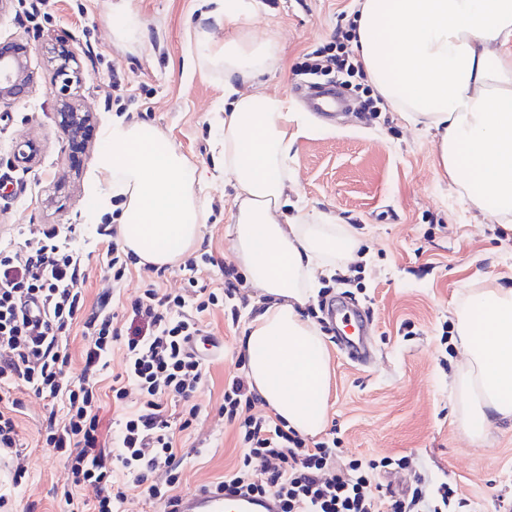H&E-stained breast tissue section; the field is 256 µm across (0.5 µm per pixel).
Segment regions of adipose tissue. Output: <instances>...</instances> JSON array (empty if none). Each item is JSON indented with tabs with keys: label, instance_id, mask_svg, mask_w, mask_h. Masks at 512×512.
Returning a JSON list of instances; mask_svg holds the SVG:
<instances>
[{
	"label": "adipose tissue",
	"instance_id": "obj_1",
	"mask_svg": "<svg viewBox=\"0 0 512 512\" xmlns=\"http://www.w3.org/2000/svg\"><path fill=\"white\" fill-rule=\"evenodd\" d=\"M358 58L377 92L411 126L435 133L436 163L483 213L512 222V0H355ZM247 0H224L215 24L240 22L210 62L228 103L219 145L232 189L231 253L266 301L247 332L249 377L263 403L300 434L327 423L330 365L303 315L329 261L355 260L351 229L288 216V156L305 113L267 92L273 37L245 27ZM94 167L98 212L120 199L119 236L140 264L182 260L202 241L207 176L160 130L113 121ZM465 358L456 399L483 424L512 423V288L477 292L456 314Z\"/></svg>",
	"mask_w": 512,
	"mask_h": 512
}]
</instances>
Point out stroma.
<instances>
[{
	"label": "stroma",
	"instance_id": "35a3bbf8",
	"mask_svg": "<svg viewBox=\"0 0 512 512\" xmlns=\"http://www.w3.org/2000/svg\"><path fill=\"white\" fill-rule=\"evenodd\" d=\"M221 7V0H56L37 27L26 22L18 0L0 10V38L29 44L34 74L26 101L0 107V242L9 241L17 226L74 227L88 267V305L115 291L131 303L149 271L132 265L117 290L101 262L96 227L86 218L95 207L94 163L104 144L98 129L91 148L73 154L57 126L52 44L70 36L80 65L77 96L95 112L99 128L118 117L154 126L195 166L211 170L222 163L214 141L224 117V72L201 56L221 49L238 29L210 27L206 48L197 37L205 14ZM355 17L354 0H257L248 27L259 35L277 34L281 45L277 65L261 78L264 88L307 112L295 66ZM119 24L127 27V40L116 38ZM116 75L139 88L120 107L112 98ZM30 139L39 146L37 158L20 163L16 147ZM288 175L292 208L333 215L360 240L358 279L323 281L318 295L323 303L351 297L371 311L375 357L369 364L349 360L330 327L321 328L331 355L327 418L342 457H410L411 467L380 472L377 483L399 492L420 474L433 484L456 485L467 501L462 512H498L500 503L512 501V425L485 427L476 419L462 425L454 402L463 360L455 312L481 289L512 284V223L501 226L484 216L459 185L438 173L431 133L409 127L392 109L375 119L310 115L289 155ZM204 192L210 214L203 243L217 261L206 279L218 286L233 261L223 176L209 181ZM242 293L247 305L238 325H228L220 311L209 318L206 332L223 351L210 359L196 394L198 419L180 435L188 453L182 495L216 481L239 459L236 430L218 407L224 380L236 372L247 327L260 310L255 288L244 285ZM406 321L409 337L400 329ZM19 396L28 474L14 484L10 466L0 459V495L8 497L9 512H61L55 494L69 487L79 500L94 503V489L74 486L64 460L39 442L47 400L25 390Z\"/></svg>",
	"mask_w": 512,
	"mask_h": 512
}]
</instances>
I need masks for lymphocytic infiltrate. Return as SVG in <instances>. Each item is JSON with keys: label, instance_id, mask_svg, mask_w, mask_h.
Listing matches in <instances>:
<instances>
[{"label": "lymphocytic infiltrate", "instance_id": "obj_1", "mask_svg": "<svg viewBox=\"0 0 512 512\" xmlns=\"http://www.w3.org/2000/svg\"><path fill=\"white\" fill-rule=\"evenodd\" d=\"M356 38L355 26L337 30L332 41L307 55L299 72L345 78L363 111L375 118L386 106L372 96L364 66L350 49ZM16 237L14 245L0 248V453L11 455L14 481L26 473L18 430L22 402L12 395L19 386L59 404V412L46 419L44 443L64 453L75 484L95 488L94 512H123L135 497L179 512L182 458L176 434L201 411L194 398L203 361L190 342L203 334L204 319L213 309L223 308L228 323H238L242 275L225 266L223 287H209L204 275L215 259L200 253L179 267L184 292L164 291L157 278L145 281L124 329L108 300L84 314L87 274L72 236L20 227ZM76 326L83 340V370L69 382L67 339ZM116 345L127 361L112 377L119 415L110 438L102 432L98 383ZM258 401L242 375L225 381L220 412L237 425L242 455L212 490L271 496L280 512H455L462 507L457 487L447 483L420 480L402 493L382 488L375 481L378 468L408 465V457L341 462L336 440L307 443L282 418L254 414ZM256 458L264 462L262 471L252 467Z\"/></svg>", "mask_w": 512, "mask_h": 512}]
</instances>
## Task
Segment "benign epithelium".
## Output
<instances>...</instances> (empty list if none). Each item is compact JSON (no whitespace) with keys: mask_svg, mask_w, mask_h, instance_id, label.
Returning a JSON list of instances; mask_svg holds the SVG:
<instances>
[{"mask_svg":"<svg viewBox=\"0 0 512 512\" xmlns=\"http://www.w3.org/2000/svg\"><path fill=\"white\" fill-rule=\"evenodd\" d=\"M69 42L66 35L55 39L50 53L58 61L57 77L61 78V85L55 90L56 120L68 139L75 143L95 128L96 117L77 102L72 93L73 84L79 82V67L75 66L77 59L69 49ZM33 82L29 47L15 39L0 40V106L25 101L30 96Z\"/></svg>","mask_w":512,"mask_h":512,"instance_id":"1","label":"benign epithelium"}]
</instances>
